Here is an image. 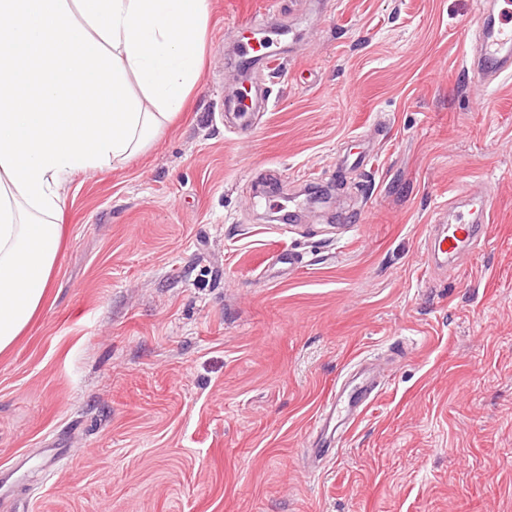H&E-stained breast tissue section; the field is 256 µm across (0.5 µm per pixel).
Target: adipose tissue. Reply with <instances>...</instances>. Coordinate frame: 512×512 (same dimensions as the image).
I'll list each match as a JSON object with an SVG mask.
<instances>
[{"mask_svg":"<svg viewBox=\"0 0 512 512\" xmlns=\"http://www.w3.org/2000/svg\"><path fill=\"white\" fill-rule=\"evenodd\" d=\"M208 0H0V353L40 310L63 183L124 165L200 78Z\"/></svg>","mask_w":512,"mask_h":512,"instance_id":"obj_1","label":"adipose tissue"}]
</instances>
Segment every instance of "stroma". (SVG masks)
<instances>
[{"mask_svg":"<svg viewBox=\"0 0 512 512\" xmlns=\"http://www.w3.org/2000/svg\"><path fill=\"white\" fill-rule=\"evenodd\" d=\"M266 6L210 0L178 119L65 185L50 294L0 354V512H512V81L463 63L478 0H288L265 27L298 55L239 133ZM487 192L485 245L437 268L432 225ZM364 361L384 391L315 453ZM256 24L257 20L255 19L241 25L243 35L239 44V56L245 62L266 61L274 63L277 59L273 56V51L270 50L274 45V40L267 36L256 37L259 34L254 27ZM244 33L249 35H244Z\"/></svg>","mask_w":512,"mask_h":512,"instance_id":"obj_1","label":"stroma"}]
</instances>
